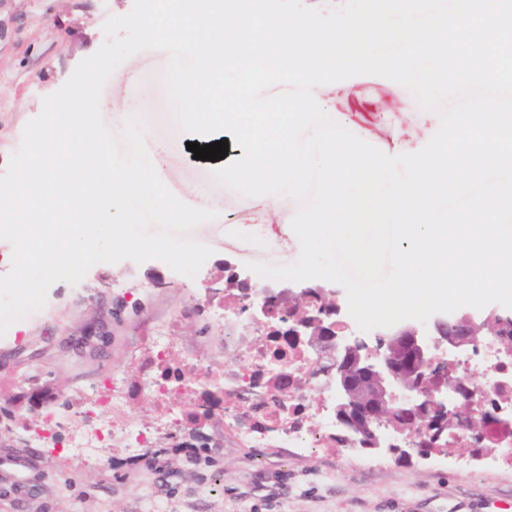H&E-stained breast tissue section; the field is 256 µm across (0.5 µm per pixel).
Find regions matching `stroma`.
Instances as JSON below:
<instances>
[{"mask_svg": "<svg viewBox=\"0 0 512 512\" xmlns=\"http://www.w3.org/2000/svg\"><path fill=\"white\" fill-rule=\"evenodd\" d=\"M134 0H0V173L21 146L24 127L40 114L42 100L60 89L81 60L105 40L108 17L127 14ZM169 57L141 51L122 63L101 98L120 93L123 113L102 117L120 133L127 117L144 124L151 161L169 190L196 207L210 195L218 216L182 239L213 253L188 277L153 259L136 264L98 263L81 286L65 281L48 290L45 307L14 322L0 337V408L29 405L18 376L39 373L46 390H82L126 363L143 318L178 313L213 265L232 262L242 276L249 263L290 264L300 254L291 221L296 201L279 195L247 198L218 184L216 162L194 159L189 135L177 126L164 81ZM147 107L136 104L143 88ZM332 119L387 155L420 150L437 132L436 113L422 110L400 84L359 75L329 84L321 104ZM120 318H113L117 302ZM104 321L110 330L100 353L79 354L68 339ZM215 447L155 450L158 474L133 464L122 449L107 448L92 465L61 449L31 448L0 426V512H512V469L473 460L457 445L428 458L381 456L362 448L317 454L308 448H232L224 429L209 428Z\"/></svg>", "mask_w": 512, "mask_h": 512, "instance_id": "stroma-1", "label": "stroma"}]
</instances>
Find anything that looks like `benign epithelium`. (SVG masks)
Returning a JSON list of instances; mask_svg holds the SVG:
<instances>
[{"label":"benign epithelium","instance_id":"obj_1","mask_svg":"<svg viewBox=\"0 0 512 512\" xmlns=\"http://www.w3.org/2000/svg\"><path fill=\"white\" fill-rule=\"evenodd\" d=\"M314 291L324 299L331 296L324 286H276L265 291L263 303L250 300L242 304L241 311L258 310L270 316L275 306H289L293 315L288 335L320 349L322 370L330 377L336 418L348 437L368 449L408 457L410 448L426 458L422 433L439 439L452 428L480 430L481 420L473 408L448 407V397L459 393L462 385L448 374L437 354L441 346L452 353L478 346L472 317L437 318L431 324L430 336L417 324L399 325L374 333L371 344L365 337L348 335L338 328V321L333 319L341 313L337 301H331L329 308L299 305ZM386 429L402 435L405 448L385 442L382 431Z\"/></svg>","mask_w":512,"mask_h":512}]
</instances>
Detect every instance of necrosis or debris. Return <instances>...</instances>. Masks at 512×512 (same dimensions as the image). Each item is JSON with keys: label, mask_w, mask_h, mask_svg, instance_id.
Wrapping results in <instances>:
<instances>
[{"label": "necrosis or debris", "mask_w": 512, "mask_h": 512, "mask_svg": "<svg viewBox=\"0 0 512 512\" xmlns=\"http://www.w3.org/2000/svg\"><path fill=\"white\" fill-rule=\"evenodd\" d=\"M200 314L192 297L180 315L145 318L128 365L93 386L92 402L40 391L38 375H22L20 388L38 389L39 395L30 412L15 414L14 431L31 444L69 449L91 464L117 442L130 452L167 440L176 448H206L204 428L214 423L223 424L225 436L241 448L350 450L330 410L329 378L314 349L245 318L228 296L213 320L223 329L218 342L228 356L215 372L201 350L207 336L181 334L183 320ZM444 359L464 386L455 404L492 413L479 435L458 430L449 444L495 449L493 465L512 469V349L498 337ZM145 400L154 408L148 424L134 415Z\"/></svg>", "instance_id": "obj_1"}]
</instances>
